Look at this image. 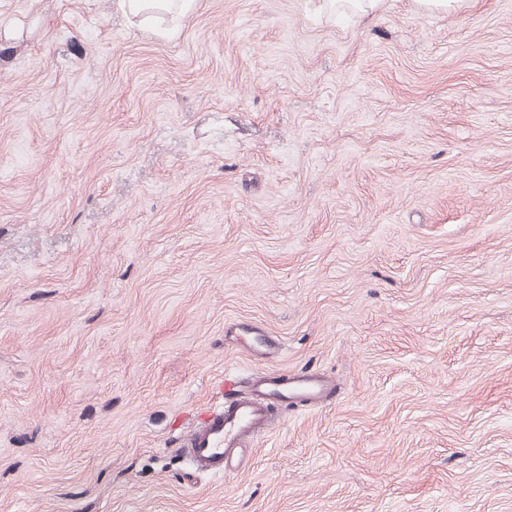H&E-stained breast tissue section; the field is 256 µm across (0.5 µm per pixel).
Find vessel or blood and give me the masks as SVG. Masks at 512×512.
Here are the masks:
<instances>
[{
	"label": "vessel or blood",
	"mask_w": 512,
	"mask_h": 512,
	"mask_svg": "<svg viewBox=\"0 0 512 512\" xmlns=\"http://www.w3.org/2000/svg\"><path fill=\"white\" fill-rule=\"evenodd\" d=\"M332 389L331 382L320 375L253 374L246 390H232L221 406L191 430L183 444L184 455L199 474L239 472L248 463L247 450L253 439L274 428L278 406L296 402L315 406Z\"/></svg>",
	"instance_id": "b4317fda"
}]
</instances>
